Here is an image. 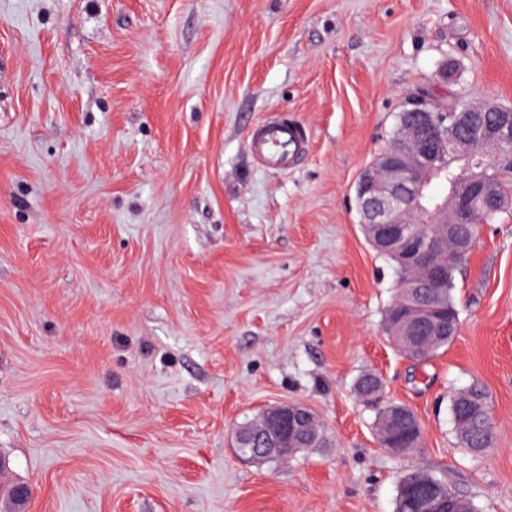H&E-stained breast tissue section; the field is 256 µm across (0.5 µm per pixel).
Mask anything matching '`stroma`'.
<instances>
[{"instance_id": "obj_1", "label": "stroma", "mask_w": 512, "mask_h": 512, "mask_svg": "<svg viewBox=\"0 0 512 512\" xmlns=\"http://www.w3.org/2000/svg\"><path fill=\"white\" fill-rule=\"evenodd\" d=\"M512 106V0H0V491L24 512H395L402 474L512 512V215L455 274L458 335L391 342L355 187L406 95ZM309 134L285 172L250 125ZM381 378L422 448H381ZM478 383L496 444L460 447ZM281 402L328 444L240 458Z\"/></svg>"}]
</instances>
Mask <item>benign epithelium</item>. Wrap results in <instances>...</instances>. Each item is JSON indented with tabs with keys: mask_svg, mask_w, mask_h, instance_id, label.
I'll list each match as a JSON object with an SVG mask.
<instances>
[{
	"mask_svg": "<svg viewBox=\"0 0 512 512\" xmlns=\"http://www.w3.org/2000/svg\"><path fill=\"white\" fill-rule=\"evenodd\" d=\"M409 105L418 119L403 126L397 148L362 173L356 189L357 208L373 247L397 254L415 277L435 285L452 249L448 225L468 216L476 201L512 207V195H503L486 176L487 168L497 166L508 167L512 174V152L498 150L499 145L512 141V107L491 100L450 104L448 93L428 99L422 90L410 94ZM448 112H497L499 120L484 129L470 118L448 117ZM450 164L456 167V176L448 181V195L431 199V185L447 174ZM415 224H432L434 231L418 237L412 230ZM396 321L397 336L453 338L459 330L458 319L442 324L418 309L396 316ZM314 429V418L306 407L288 402L272 406L257 424L261 446L255 448L252 460L264 462L290 453Z\"/></svg>",
	"mask_w": 512,
	"mask_h": 512,
	"instance_id": "benign-epithelium-1",
	"label": "benign epithelium"
}]
</instances>
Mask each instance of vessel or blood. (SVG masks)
I'll use <instances>...</instances> for the list:
<instances>
[{
	"label": "vessel or blood",
	"mask_w": 512,
	"mask_h": 512,
	"mask_svg": "<svg viewBox=\"0 0 512 512\" xmlns=\"http://www.w3.org/2000/svg\"><path fill=\"white\" fill-rule=\"evenodd\" d=\"M306 130L294 119L276 115L254 127L248 136L253 159L264 168L288 170L304 148Z\"/></svg>",
	"instance_id": "b4317fda"
}]
</instances>
